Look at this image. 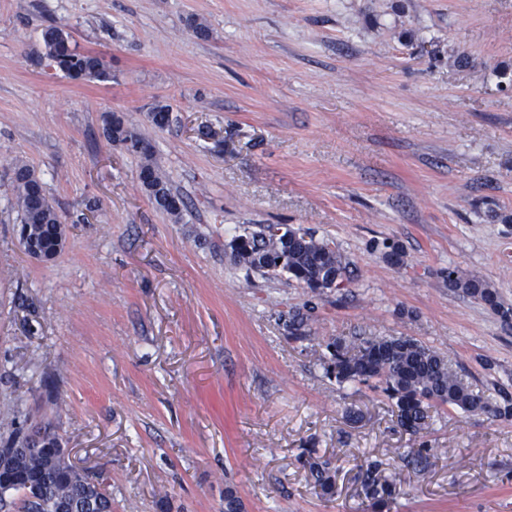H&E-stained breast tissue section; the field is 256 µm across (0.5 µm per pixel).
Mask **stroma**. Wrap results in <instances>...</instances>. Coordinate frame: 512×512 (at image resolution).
<instances>
[{
    "label": "stroma",
    "mask_w": 512,
    "mask_h": 512,
    "mask_svg": "<svg viewBox=\"0 0 512 512\" xmlns=\"http://www.w3.org/2000/svg\"><path fill=\"white\" fill-rule=\"evenodd\" d=\"M52 24L108 79L38 64ZM109 112L180 221L105 139ZM17 160L65 226L47 264L17 239ZM259 224L332 240L346 287L235 264L225 243ZM454 265L512 307V0H0V398L48 414L112 512H224L228 486L244 512H363L372 464L391 512H512V419L444 406L416 437L325 370L328 340L410 336L512 396V321L449 289ZM104 134L113 145L121 146L127 152L140 157L141 164L138 178L141 185L160 209L174 217H179L182 211L180 202L172 194L167 181L158 172L150 145L148 144L147 148L141 149L140 144L145 140L126 127L123 120L114 114L106 116ZM170 200H177L179 205L171 204ZM310 470L315 479V484L320 488L323 495H333L336 491L335 472H332L329 463L314 461L310 463ZM361 485L368 501L367 507L372 511H382L394 504L399 490L395 483L377 476V467L370 466L361 473Z\"/></svg>",
    "instance_id": "35a3bbf8"
}]
</instances>
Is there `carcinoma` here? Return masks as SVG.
Listing matches in <instances>:
<instances>
[{"label":"carcinoma","mask_w":512,"mask_h":512,"mask_svg":"<svg viewBox=\"0 0 512 512\" xmlns=\"http://www.w3.org/2000/svg\"><path fill=\"white\" fill-rule=\"evenodd\" d=\"M63 35L65 32L60 27L49 26L44 30L43 59L47 66L76 79L108 77L101 57L81 54L63 45ZM104 134L110 143L140 157L141 185L160 209L179 216L182 208L171 204L175 195L158 172L152 149L140 148L144 139L113 114L105 118ZM10 189L21 216L20 224L30 229L31 235L50 248L58 238L65 236V227L54 203L28 165L12 164ZM273 228L274 225L266 224L238 235L240 243L234 261L264 274L286 272L309 289L332 276L339 282L346 280L348 262L333 242L317 239L300 228H287L278 236ZM448 287L484 304L503 320L512 319V308L501 303L497 289L458 266L448 267ZM308 312L310 307L305 305L289 314L288 330L293 338H305ZM327 349L330 353L327 373L340 384L353 382L381 389L393 403L398 425L410 434L426 430L431 411L444 405L471 414L512 418L511 397L506 395L503 403L491 404L458 376L444 356L411 337L354 336L348 341L336 339L327 344ZM10 423L13 429L0 439V446L12 448L19 444L24 447L12 460L19 480L13 484L11 493L22 494L21 512H55L58 503H68L77 512H112V497L101 484L54 451L62 439L50 423L42 421L29 426L27 421H19L15 410L10 413ZM310 470L322 494L333 495L336 478L329 463L315 461L310 464ZM28 480L37 481V492L26 487ZM361 485L368 508L373 512L390 508L399 494L395 483L377 476L375 466L361 473Z\"/></svg>","instance_id":"cac0c4a2"}]
</instances>
